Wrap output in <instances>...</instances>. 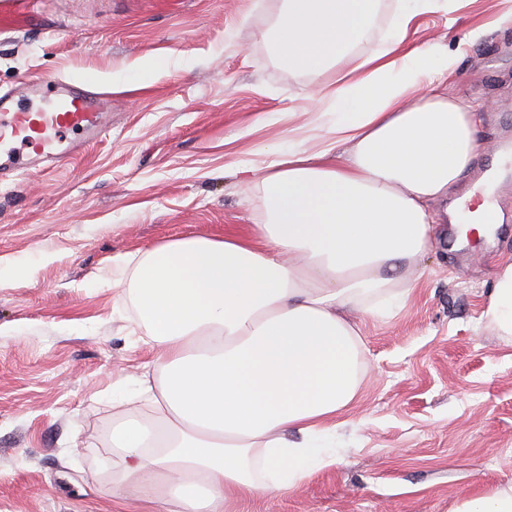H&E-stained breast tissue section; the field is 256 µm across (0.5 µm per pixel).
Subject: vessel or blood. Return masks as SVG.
<instances>
[{"label":"vessel or blood","mask_w":512,"mask_h":512,"mask_svg":"<svg viewBox=\"0 0 512 512\" xmlns=\"http://www.w3.org/2000/svg\"><path fill=\"white\" fill-rule=\"evenodd\" d=\"M112 125V98L91 86L45 75L0 92V182L50 167Z\"/></svg>","instance_id":"obj_1"}]
</instances>
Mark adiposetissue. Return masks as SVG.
<instances>
[{
  "instance_id": "obj_1",
  "label": "adipose tissue",
  "mask_w": 512,
  "mask_h": 512,
  "mask_svg": "<svg viewBox=\"0 0 512 512\" xmlns=\"http://www.w3.org/2000/svg\"><path fill=\"white\" fill-rule=\"evenodd\" d=\"M379 0H283L266 31L276 61L319 81L311 118L255 164L262 221L249 235H187L115 256L154 350L138 381L152 421L121 414L110 480L152 512H232L332 465L323 440L359 394L355 316L406 307L410 273L478 143L455 60L409 41V22L457 0H400L384 49L351 55ZM485 319L512 336V262Z\"/></svg>"
}]
</instances>
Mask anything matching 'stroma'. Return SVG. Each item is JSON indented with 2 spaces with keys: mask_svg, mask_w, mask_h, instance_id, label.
<instances>
[{
  "mask_svg": "<svg viewBox=\"0 0 512 512\" xmlns=\"http://www.w3.org/2000/svg\"><path fill=\"white\" fill-rule=\"evenodd\" d=\"M282 0H0V91L43 74L112 95V129L51 173L0 183V512H146L103 479L112 388L153 353L131 331L112 259L188 234L248 235V165L306 120L311 77L264 34ZM497 0L416 16L410 41L455 57L449 91L481 115L461 188L496 172L491 242L437 240L405 309L361 319L368 376L336 461L240 512H455L512 486V337L482 319L512 260V27ZM479 38H472L474 29Z\"/></svg>",
  "mask_w": 512,
  "mask_h": 512,
  "instance_id": "1",
  "label": "stroma"
}]
</instances>
